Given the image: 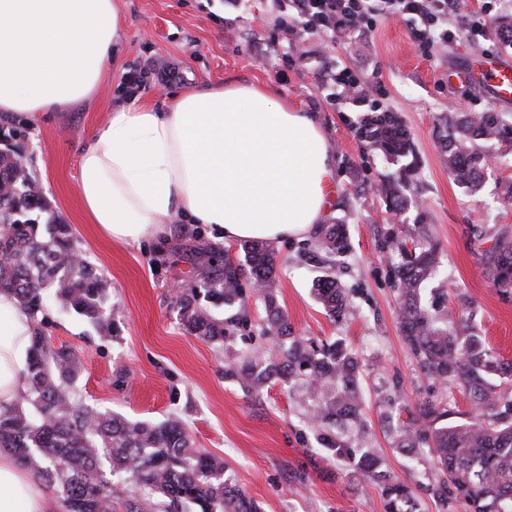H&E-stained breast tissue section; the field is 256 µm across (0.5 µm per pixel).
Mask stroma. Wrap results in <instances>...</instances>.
I'll list each match as a JSON object with an SVG mask.
<instances>
[{
	"label": "stroma",
	"mask_w": 512,
	"mask_h": 512,
	"mask_svg": "<svg viewBox=\"0 0 512 512\" xmlns=\"http://www.w3.org/2000/svg\"><path fill=\"white\" fill-rule=\"evenodd\" d=\"M118 7L119 64L105 72L91 98L34 123L0 113V136H9L47 204L33 218L71 225L82 258L110 284L115 336L58 305L48 308L51 345L70 347L83 361L80 400L131 420L182 419L196 446L224 460L230 478L261 512H385L380 487L363 482L352 460L328 457L307 420L302 388L271 382L248 394L225 380L227 364L274 351L261 334L265 312L257 295L248 294L244 306L218 310V317L241 321L224 344L182 329L173 292L194 285L187 256L214 246L210 234L176 220L164 238L119 243L101 237L80 204L81 148L113 108L135 98L158 105L188 86L266 83L317 114L337 178L336 200L324 221L346 225L348 236V250L332 269L322 263L314 236L276 243L279 304L294 335L318 344L343 340L358 358L363 425L349 431L350 447L377 455L391 473L413 483L420 512H465L460 501L440 507L431 491L440 473L427 452L402 454L383 422L387 408L411 409L443 391L422 375L397 318L399 291L391 275L396 255L385 240L413 232V217L396 220L386 211L375 187L393 166L364 150L356 130L374 104L401 117L419 161L414 190L441 248V272L427 285L424 302L436 315L464 318L512 360V298L496 293L484 266L497 230L512 224V205L500 197L501 183L512 181V148L495 147V167L480 191L470 192L449 176L437 139L440 117L459 112H496L512 123V102L495 100L479 85L448 81L449 71L465 59L489 53L512 59V47L496 31L481 37L469 30L472 14L481 10L512 18V0H460L449 22L453 37L428 58L401 18L378 19L365 37L334 40L287 32L285 0H118ZM347 65L360 83L378 85V92L361 100L340 86L321 91L323 78ZM130 71L141 75L133 87L123 82ZM327 271L348 296L341 320L330 317L312 293L314 280Z\"/></svg>",
	"instance_id": "stroma-1"
}]
</instances>
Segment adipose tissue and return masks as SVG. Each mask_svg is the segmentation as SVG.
Returning <instances> with one entry per match:
<instances>
[{"mask_svg":"<svg viewBox=\"0 0 512 512\" xmlns=\"http://www.w3.org/2000/svg\"><path fill=\"white\" fill-rule=\"evenodd\" d=\"M121 54L117 0H0V112L36 121L93 95ZM336 189L314 113L266 84L187 87L162 106L112 109L84 147L79 194L105 237H161L174 218L224 244L306 237ZM32 319L0 293V406L21 394ZM0 512H55L46 489L0 453Z\"/></svg>","mask_w":512,"mask_h":512,"instance_id":"1","label":"adipose tissue"}]
</instances>
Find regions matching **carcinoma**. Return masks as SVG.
Instances as JSON below:
<instances>
[{
  "mask_svg": "<svg viewBox=\"0 0 512 512\" xmlns=\"http://www.w3.org/2000/svg\"><path fill=\"white\" fill-rule=\"evenodd\" d=\"M362 144L392 159L398 167L385 175L377 192L386 210L403 213L419 163L406 129L393 112H374L358 129ZM512 142V125L496 112H471L444 118L440 135L443 162L456 184L480 189L484 146ZM11 150L0 152V293L14 296L35 323L25 389L0 409V451L46 484L58 488L65 512H260L259 504L227 476L224 461L195 446L178 418L131 421L90 407L75 396L83 364L75 350L54 348L46 336L45 307L55 301L100 332L113 333L107 302L110 285L79 253L71 227L28 217L45 208L37 184L16 166ZM413 246L397 240L389 247L401 255L392 268L401 301L398 321L404 342L424 377L448 387L456 384L472 403L470 418L446 423L448 398L425 399L409 420L397 424L398 448L407 455L427 445L442 479L435 489L442 512L448 499L464 500L470 512H512V361L498 356L485 337L453 319L443 322L422 302V287L439 270L440 248L424 213L414 221ZM317 246L337 258L347 250L345 226L321 230ZM242 259L224 260V251L200 248L191 253L197 283L177 296L184 330L208 343H224L229 329L210 309L244 302L241 279L250 278L262 296L266 318L262 334L278 342L279 354L251 356L229 364L224 379L245 392L272 381L290 387L306 377L313 410L310 423L331 458H349L352 449L340 433L362 424L357 358L341 340L320 347L292 335L276 296L275 252L261 240L241 244ZM492 285L512 297V227L505 225L485 253ZM314 291L327 313L344 315L346 292L336 278L324 276ZM359 476L378 485L386 512H418L412 486L392 475L380 458L362 453ZM129 480L140 494L120 496L114 480Z\"/></svg>",
  "mask_w": 512,
  "mask_h": 512,
  "instance_id": "cac0c4a2",
  "label": "carcinoma"
}]
</instances>
